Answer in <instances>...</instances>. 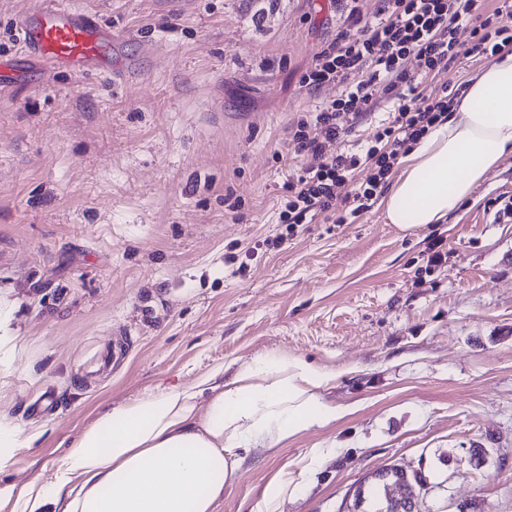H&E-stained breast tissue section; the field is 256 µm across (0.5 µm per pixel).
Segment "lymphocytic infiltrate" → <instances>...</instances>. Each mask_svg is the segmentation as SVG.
<instances>
[{"label":"lymphocytic infiltrate","mask_w":512,"mask_h":512,"mask_svg":"<svg viewBox=\"0 0 512 512\" xmlns=\"http://www.w3.org/2000/svg\"><path fill=\"white\" fill-rule=\"evenodd\" d=\"M338 2L346 12L345 26L321 47L300 83L314 90L341 83L345 89L340 98L322 102L293 134V149L307 162L286 185L288 199L279 221L290 227L330 214L343 224L348 216L370 209L399 157L447 117L454 93L443 86L420 96L408 72L409 61L432 72L462 56L512 47L511 34L480 17L478 0H383V16L376 22L365 18L360 0ZM466 23L472 27L467 48L456 39ZM385 100L391 102L392 113L376 145L361 155L325 153L326 143L347 136ZM348 182L354 185L351 194L337 198V187Z\"/></svg>","instance_id":"f902f5d3"}]
</instances>
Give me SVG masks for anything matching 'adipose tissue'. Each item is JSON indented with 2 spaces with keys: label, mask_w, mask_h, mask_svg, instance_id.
<instances>
[{
  "label": "adipose tissue",
  "mask_w": 512,
  "mask_h": 512,
  "mask_svg": "<svg viewBox=\"0 0 512 512\" xmlns=\"http://www.w3.org/2000/svg\"><path fill=\"white\" fill-rule=\"evenodd\" d=\"M512 153V51L471 77L447 120L416 142L384 201L403 228L443 223ZM147 391L105 412L45 480L25 484L14 512H216L252 445L335 421L319 389L333 372L293 356L244 362Z\"/></svg>",
  "instance_id": "1"
}]
</instances>
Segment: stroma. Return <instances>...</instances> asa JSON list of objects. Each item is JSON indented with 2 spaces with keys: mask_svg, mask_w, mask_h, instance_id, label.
<instances>
[{
  "mask_svg": "<svg viewBox=\"0 0 512 512\" xmlns=\"http://www.w3.org/2000/svg\"><path fill=\"white\" fill-rule=\"evenodd\" d=\"M73 2L138 66L28 67V0H0L20 74L0 90V512L102 413L266 353L335 372L321 395L339 416L252 449L217 512H254L280 474L276 512H341L392 465L430 483L421 512H512V220L495 218L512 155L441 224L400 229L378 200L287 229L288 143L344 90L299 82L343 24L337 0ZM490 61L408 70L428 92ZM120 336L125 358L94 371Z\"/></svg>",
  "mask_w": 512,
  "mask_h": 512,
  "instance_id": "obj_1",
  "label": "stroma"
}]
</instances>
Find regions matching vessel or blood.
<instances>
[{"mask_svg":"<svg viewBox=\"0 0 512 512\" xmlns=\"http://www.w3.org/2000/svg\"><path fill=\"white\" fill-rule=\"evenodd\" d=\"M102 23L72 0H32L19 21L26 57L39 66L81 76H119L122 61L105 51Z\"/></svg>","mask_w":512,"mask_h":512,"instance_id":"vessel-or-blood-1","label":"vessel or blood"}]
</instances>
